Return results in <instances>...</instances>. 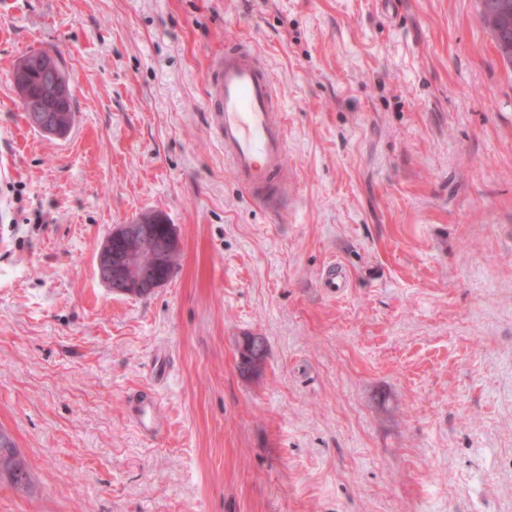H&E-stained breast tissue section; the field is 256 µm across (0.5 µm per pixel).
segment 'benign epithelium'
I'll list each match as a JSON object with an SVG mask.
<instances>
[{
	"mask_svg": "<svg viewBox=\"0 0 512 512\" xmlns=\"http://www.w3.org/2000/svg\"><path fill=\"white\" fill-rule=\"evenodd\" d=\"M30 68V62L22 61L13 72L28 126L56 137L59 118L69 106L67 75L60 65H50L31 86L27 81ZM178 249V236L171 228L161 233L141 221L119 224L97 254V274L115 294L146 296L169 280L170 256Z\"/></svg>",
	"mask_w": 512,
	"mask_h": 512,
	"instance_id": "1",
	"label": "benign epithelium"
}]
</instances>
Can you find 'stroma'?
I'll use <instances>...</instances> for the list:
<instances>
[{
  "label": "stroma",
  "instance_id": "1",
  "mask_svg": "<svg viewBox=\"0 0 512 512\" xmlns=\"http://www.w3.org/2000/svg\"><path fill=\"white\" fill-rule=\"evenodd\" d=\"M235 39L286 113L275 213L208 127ZM42 49L64 138L12 80ZM148 211L175 270L112 294L97 252ZM0 427L34 474L0 512H512V73L477 0H0ZM23 58L37 59L30 76L34 86H29L27 81L31 68L30 61L20 62L19 67L13 72L14 84L19 90L24 103L23 108L25 107L27 112L28 126L41 134L57 137L59 118L69 106L67 75L59 63H56V58L46 51H30L19 60ZM46 66L48 67L45 68ZM349 277L347 270L339 265L332 264L326 267L322 273L321 288H325L327 292L335 294L347 288ZM128 416L140 433L148 436L156 434L161 419L157 394L151 390L135 393L128 401Z\"/></svg>",
  "mask_w": 512,
  "mask_h": 512
}]
</instances>
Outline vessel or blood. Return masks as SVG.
<instances>
[{
  "instance_id": "b4317fda",
  "label": "vessel or blood",
  "mask_w": 512,
  "mask_h": 512,
  "mask_svg": "<svg viewBox=\"0 0 512 512\" xmlns=\"http://www.w3.org/2000/svg\"><path fill=\"white\" fill-rule=\"evenodd\" d=\"M208 72L209 127L214 138L223 147L236 181L256 200L275 205L291 185L283 178L289 161L284 116L268 70L246 42L239 41L211 56ZM348 284L343 266L324 269L321 286L327 292H341ZM128 416L140 433L156 434L161 419L157 394L135 393L128 402Z\"/></svg>"
}]
</instances>
